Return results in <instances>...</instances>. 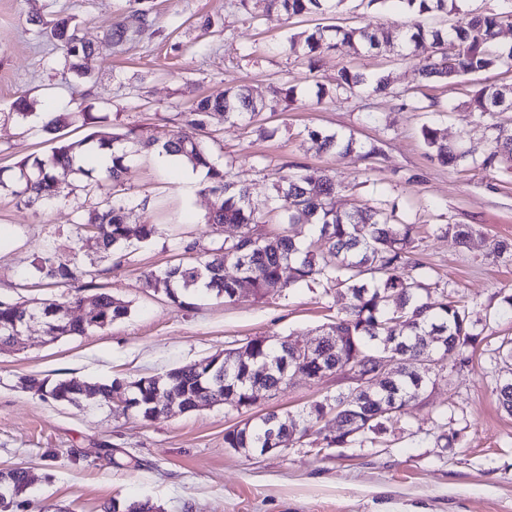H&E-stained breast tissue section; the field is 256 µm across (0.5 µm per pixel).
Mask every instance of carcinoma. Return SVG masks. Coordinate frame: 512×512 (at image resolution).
Here are the masks:
<instances>
[{"label": "carcinoma", "instance_id": "obj_1", "mask_svg": "<svg viewBox=\"0 0 512 512\" xmlns=\"http://www.w3.org/2000/svg\"><path fill=\"white\" fill-rule=\"evenodd\" d=\"M410 16L400 28L375 29L353 26H322L303 32L291 39L292 48L310 53L323 45L343 44L355 53L371 51L381 46H399L404 56L417 62L421 77L427 81L455 80L461 76L485 72L501 66H512V47L504 49L496 41L500 29L512 24V9L475 13L463 11L456 0H398ZM344 0H240L246 12L260 9L266 13L279 12L289 18L309 13H334ZM455 14L449 27L436 26L429 19ZM50 38L62 53L64 68L80 73V60L94 52L83 40L79 29L69 16L53 20ZM336 89L354 91L366 89L371 93L390 90V81L381 76L371 79L351 68H343L336 78ZM262 101L246 86L227 87L217 96L200 99L189 112L183 113L181 126L172 131L158 147V154L178 158L193 169L206 171V190L216 197L206 223L213 229L234 224L240 234L230 240L215 241L200 253L192 265L181 262L160 271H150L146 281L160 288L174 304L185 307L190 297L203 290L228 301L241 292L260 297L281 295L298 283L325 282L345 290L349 299L348 311L336 317L323 332L325 338L316 359L302 364L288 353V371L263 375L258 367L285 354L283 343L273 345L263 336L246 342L252 349V360L239 361L224 350V358L216 361L211 355L168 370L155 377H140L130 382V404L133 412L145 420L159 417L158 405L165 395L181 398L186 410L193 411L200 401L217 392L239 407L249 408L255 394L269 392L288 385L297 374L313 378L319 372L333 374V369H348V388L336 396L317 402L296 414L275 411L262 416L259 422L234 427L224 433V447L260 451L274 443L288 447L295 439L314 437V443L326 447H341L370 434H381L398 422L399 413H381L379 404L396 405L400 409L416 400L426 386L418 370L420 357L455 349L462 353L479 339L469 309L448 293L432 296L429 277L423 273L424 263L414 257L412 224H394L392 216L383 209L365 206L354 212L336 209L334 197L341 187L335 178L325 175L314 179L297 166L279 177L274 194L263 204L255 202L248 187L236 184L224 168L217 165L196 137L216 113L224 118L253 115ZM467 107L477 114L479 122L490 128V149L475 156L460 151L438 135L436 129L425 125L422 135L432 158L442 164L471 159L476 168L495 171L505 161L512 160V128L499 121V114L508 111L499 105L498 89L486 85L469 99ZM82 120L93 123L88 112L63 113L44 122L43 130L55 135L57 145L41 157H27L14 166L16 182L21 189L16 196L24 203L34 200L50 201L60 194L61 178L71 173L89 175L82 167H74L76 156L83 147L97 144L98 149L111 153L107 167L112 181L120 182L128 170V145L135 140L130 128L122 133L95 131L80 141H68L59 132L69 124ZM312 139L325 148L339 147L352 153L353 140H342L334 134L309 131ZM268 206L283 211L290 224H311L316 227L317 240L305 247L292 236L282 233L268 236L258 230L262 210ZM129 207L123 201H108L95 213V222L76 224L77 242L88 233L97 239L98 248L109 254L128 246L131 235L150 241L159 233L155 224L143 223L131 229ZM75 247L69 258L47 250L33 262L34 277L41 285L70 288L78 280ZM237 268V275L227 277L224 267ZM288 277H283L284 271ZM82 288L86 296L75 302H87L89 318L66 320L62 305L56 299H43L30 305L28 300H0V342L12 335L17 317L36 310L49 332L57 337L86 336L102 330L117 320L126 318L130 304L98 290L93 281ZM397 353L401 369L387 376L374 371L368 363H357L359 353L373 355L384 346ZM118 385L91 384L77 377L32 379L29 386L37 389L42 398L54 403L60 399L78 398L88 404L106 405ZM336 412L341 423L333 436L321 435L317 423L329 412ZM14 499L10 507L0 512H26L31 507L28 498V476L20 469L0 470V494ZM103 512H160V506L149 500H133L117 505L112 502Z\"/></svg>", "mask_w": 512, "mask_h": 512}]
</instances>
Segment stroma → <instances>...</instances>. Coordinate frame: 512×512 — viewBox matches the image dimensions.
<instances>
[{
  "label": "stroma",
  "mask_w": 512,
  "mask_h": 512,
  "mask_svg": "<svg viewBox=\"0 0 512 512\" xmlns=\"http://www.w3.org/2000/svg\"><path fill=\"white\" fill-rule=\"evenodd\" d=\"M148 12L150 30L82 59L84 76L64 69L61 52L40 21L73 17L86 42L97 45L111 24ZM407 16L392 6L347 0L333 15L248 18L238 0H0V168L50 153L45 115L91 112L102 130L135 129L141 147L129 158L123 184L68 175L51 202L20 203L0 187V298L50 299L37 287L31 262L45 250L68 256L77 222L112 200L134 204L131 224H156L148 242L103 257L83 246L78 265L100 288L128 301V317L87 336L43 343L31 322L23 348L0 347V469L26 468L33 479L29 512H102L105 504L151 500L164 512H512V414L499 399L512 361L497 357L512 336L501 300L512 293V262L492 259L495 240L512 242V163L485 172L430 160L423 126L467 149L486 133L466 101L483 85L512 87V68L450 82H424L413 60L382 48L360 54L345 46L310 56L290 48L293 35L318 26L399 27ZM349 67L389 76L390 93H336ZM249 86L263 100L254 117L211 119L200 138L214 161L265 202L272 181L291 166L341 182L338 210L371 205L415 227L417 257L432 280L466 304L482 334L465 357L449 353L420 398L374 440L321 448L293 441L278 454L238 452L224 445L240 416L225 405L176 412L148 421L121 407L77 409L42 399L25 378L76 376L91 383L131 381L236 348L255 336L317 338L343 315L347 297L308 284L282 296L234 301L201 293L182 308L149 288L145 274L193 260L186 244L210 246L205 217L215 198L204 171L185 185L186 166L158 156L149 142L164 139L197 99L225 87ZM291 88L292 103L272 94ZM26 98L27 118L13 105ZM318 128L376 146L366 159L325 151L307 131ZM442 224H466V244L442 235ZM339 376H295L278 394L259 393L250 417L297 413L335 395Z\"/></svg>",
  "instance_id": "35a3bbf8"
}]
</instances>
